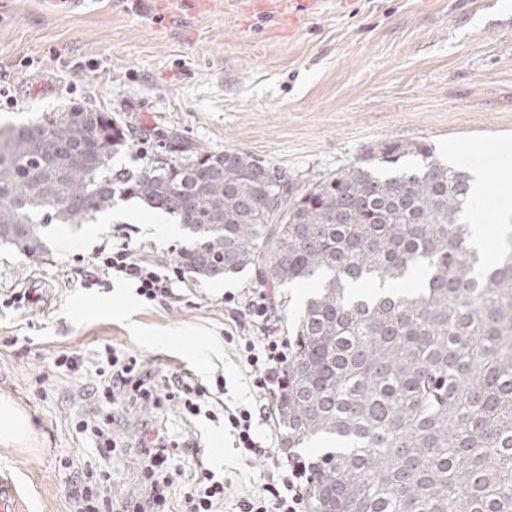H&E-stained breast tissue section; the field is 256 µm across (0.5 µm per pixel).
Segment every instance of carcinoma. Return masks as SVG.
I'll list each match as a JSON object with an SVG mask.
<instances>
[{"instance_id":"obj_1","label":"carcinoma","mask_w":512,"mask_h":512,"mask_svg":"<svg viewBox=\"0 0 512 512\" xmlns=\"http://www.w3.org/2000/svg\"><path fill=\"white\" fill-rule=\"evenodd\" d=\"M140 141L91 106L1 126L0 243L38 260L48 224L138 198L183 224L194 275L313 285L274 409L282 447L335 445L311 508L512 512V233L472 244L470 173L402 139L309 185L235 148L111 164Z\"/></svg>"}]
</instances>
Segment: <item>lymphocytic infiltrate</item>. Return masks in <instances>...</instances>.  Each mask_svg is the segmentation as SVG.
<instances>
[{
  "label": "lymphocytic infiltrate",
  "instance_id": "obj_1",
  "mask_svg": "<svg viewBox=\"0 0 512 512\" xmlns=\"http://www.w3.org/2000/svg\"><path fill=\"white\" fill-rule=\"evenodd\" d=\"M80 283L90 287L123 279L132 283L136 293L150 303L173 304L183 300L185 273L181 268L163 269L154 262L138 256L129 243L106 244L95 252L91 267L79 274ZM234 320L246 321L254 333L239 339V356L252 373V385L258 395L274 392L281 384V372L288 360V343L278 335L272 323L271 305L266 294L249 295L238 299L226 295ZM107 368L104 379L92 388L89 397L119 405L138 398L150 400L158 389H165L168 399L178 400L183 409L200 415L206 392L199 385L186 382L183 376H161L144 368L136 358L106 350ZM264 403L254 409L228 411L224 421L236 434L238 445L246 456H262L266 450L257 438L254 426L256 413L264 412ZM141 464L143 492L136 500L134 512H158L167 501V494L178 473L173 465L175 454L195 456V443L184 442L182 450L172 449L166 428L151 423L145 425L137 448ZM70 478L66 495L69 512H102L111 506V471L93 468L91 461L69 459ZM309 465L301 457L288 460L273 459L271 467L254 494L231 504L232 512H307L305 486L309 480ZM229 478H220L210 469H203L194 489L184 493L180 512H222L226 502Z\"/></svg>",
  "mask_w": 512,
  "mask_h": 512
}]
</instances>
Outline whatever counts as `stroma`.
<instances>
[{"label":"stroma","instance_id":"35a3bbf8","mask_svg":"<svg viewBox=\"0 0 512 512\" xmlns=\"http://www.w3.org/2000/svg\"><path fill=\"white\" fill-rule=\"evenodd\" d=\"M9 3L0 8V126L90 104L145 137L115 165L138 168L160 136L175 134L179 149L245 150L303 185L380 142L418 140L486 174L489 208L479 218L497 232L501 169L512 167L505 0H326L289 23L257 15L250 0H212L207 12L167 18L151 0H98L81 15L45 13L40 0ZM174 223L119 200L95 223L47 227L40 261L0 245V401L32 430L0 447V476L13 483L18 512H67L65 461L90 457L94 446L76 415L107 346L162 373L189 374L216 414L186 416L165 399L148 413L137 403L102 407L127 447L110 467L113 504L141 489L134 448L147 418L165 423L175 443L197 441L208 468L233 476L231 499L252 494L266 471L267 460L246 457L222 418L257 398L227 338L235 325L224 306L226 294L257 289L254 273L188 276L184 301L170 306L143 301L123 281L85 288L74 274L107 241H131L146 259L176 265L187 237L169 233ZM25 288L34 299L16 303ZM65 353L83 359L80 376L55 367Z\"/></svg>","mask_w":512,"mask_h":512}]
</instances>
